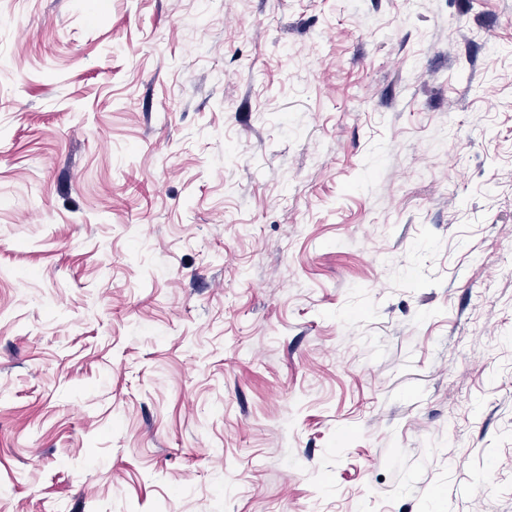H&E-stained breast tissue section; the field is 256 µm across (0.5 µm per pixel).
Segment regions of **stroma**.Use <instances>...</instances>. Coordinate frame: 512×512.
<instances>
[{
  "label": "stroma",
  "mask_w": 512,
  "mask_h": 512,
  "mask_svg": "<svg viewBox=\"0 0 512 512\" xmlns=\"http://www.w3.org/2000/svg\"><path fill=\"white\" fill-rule=\"evenodd\" d=\"M0 512H512V0H0Z\"/></svg>",
  "instance_id": "obj_1"
}]
</instances>
